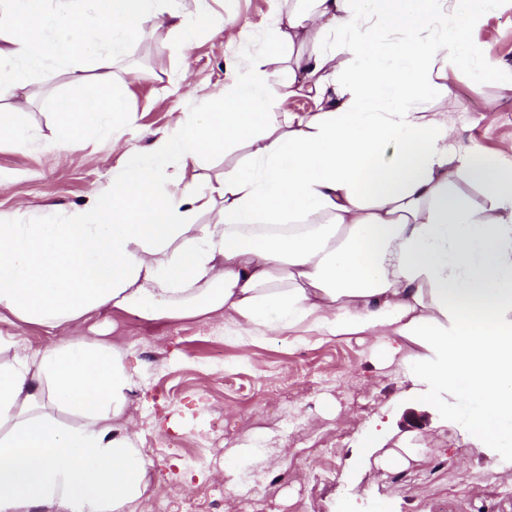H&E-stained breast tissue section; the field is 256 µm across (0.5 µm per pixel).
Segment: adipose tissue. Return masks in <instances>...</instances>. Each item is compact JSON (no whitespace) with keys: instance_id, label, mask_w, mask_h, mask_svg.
I'll list each match as a JSON object with an SVG mask.
<instances>
[{"instance_id":"1","label":"adipose tissue","mask_w":512,"mask_h":512,"mask_svg":"<svg viewBox=\"0 0 512 512\" xmlns=\"http://www.w3.org/2000/svg\"><path fill=\"white\" fill-rule=\"evenodd\" d=\"M6 0L0 7V99L44 68H78V97L53 101L62 141L111 134L124 112L105 95L112 66L147 23L192 37L226 28L178 0ZM306 0L234 69L206 121L176 120L130 172L64 220L0 224V313L79 323L111 306L146 318L220 312L256 339L316 316L326 334L381 329L413 344L418 375L470 406L477 449L512 436V169L454 143L448 96L433 75L468 60L463 35L499 0ZM281 96L314 100L280 113ZM248 150L205 185L155 190L171 161ZM484 196L473 205L452 178ZM220 206V218L198 213ZM134 374L122 348L66 340L32 354L0 339V512H132L151 467L124 424ZM76 415L61 425L53 412ZM269 104L275 112H312L315 111V103L304 96L281 98L276 89L271 90Z\"/></svg>"}]
</instances>
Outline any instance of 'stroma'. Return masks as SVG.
<instances>
[{"mask_svg":"<svg viewBox=\"0 0 512 512\" xmlns=\"http://www.w3.org/2000/svg\"><path fill=\"white\" fill-rule=\"evenodd\" d=\"M290 0H184L231 18L242 35L203 29L184 42L169 26L146 24L113 68L125 110L111 138L89 134L76 147L59 138L50 105L83 89L48 61L51 80L0 100V114H26L28 140L0 137V221L37 223L84 207L126 172L125 151L149 147L175 119L204 121L231 83L224 67L259 61L261 39ZM480 47L482 82L466 64L449 67L448 120L461 148L500 154L512 164V0L468 30ZM238 153L171 162L159 191L185 176L205 183L234 165ZM0 336L35 352L73 337L125 347L138 375L127 393L139 448L151 449L148 487L135 512H148L158 489L195 495L200 512H225L230 492L249 496L253 512H512V454L480 452L462 420L464 403L431 399L411 379L408 351L389 355L387 337L371 332L330 336L315 318L269 331L251 342L232 333L220 314L149 321L102 308L81 325L48 328L0 317ZM384 422L381 449L412 446L414 459L385 471L379 455L360 456L364 438ZM175 437L194 440L196 461L173 454ZM336 449L326 462L308 449Z\"/></svg>","mask_w":512,"mask_h":512,"instance_id":"1","label":"stroma"}]
</instances>
